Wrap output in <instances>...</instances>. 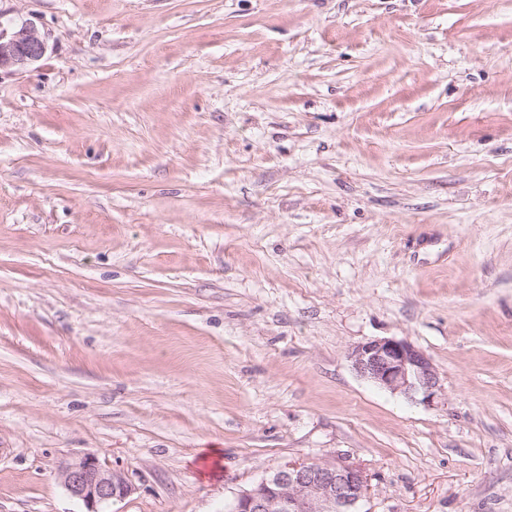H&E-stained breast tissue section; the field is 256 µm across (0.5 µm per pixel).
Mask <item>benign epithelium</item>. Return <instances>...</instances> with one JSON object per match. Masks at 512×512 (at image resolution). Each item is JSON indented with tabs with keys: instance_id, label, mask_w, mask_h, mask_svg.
<instances>
[{
	"instance_id": "benign-epithelium-1",
	"label": "benign epithelium",
	"mask_w": 512,
	"mask_h": 512,
	"mask_svg": "<svg viewBox=\"0 0 512 512\" xmlns=\"http://www.w3.org/2000/svg\"><path fill=\"white\" fill-rule=\"evenodd\" d=\"M47 49L33 22L6 26L0 21V69H27L41 61ZM349 359L360 377L393 394L427 406L441 395L430 359L406 340L369 339L354 346ZM61 477L67 491L89 505L121 500L133 490L122 473L103 467L93 454L64 463ZM367 495V478L355 466L289 463L241 492L232 512H359Z\"/></svg>"
}]
</instances>
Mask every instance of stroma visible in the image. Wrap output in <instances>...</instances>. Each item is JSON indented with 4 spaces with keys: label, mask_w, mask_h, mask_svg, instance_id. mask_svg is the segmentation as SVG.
Wrapping results in <instances>:
<instances>
[{
    "label": "stroma",
    "mask_w": 512,
    "mask_h": 512,
    "mask_svg": "<svg viewBox=\"0 0 512 512\" xmlns=\"http://www.w3.org/2000/svg\"><path fill=\"white\" fill-rule=\"evenodd\" d=\"M0 512H512V0H0ZM411 342L427 406L360 378ZM0 16V70L27 69L47 53V41L31 21L4 26ZM348 357L360 377L393 394L427 406L441 395L440 379L430 359L406 340L369 339L354 346ZM60 471L67 491L88 505L121 500L133 490L132 484L121 472L103 467L93 454L65 462ZM368 483L343 462L289 463L236 498L232 512H360Z\"/></svg>",
    "instance_id": "1"
}]
</instances>
